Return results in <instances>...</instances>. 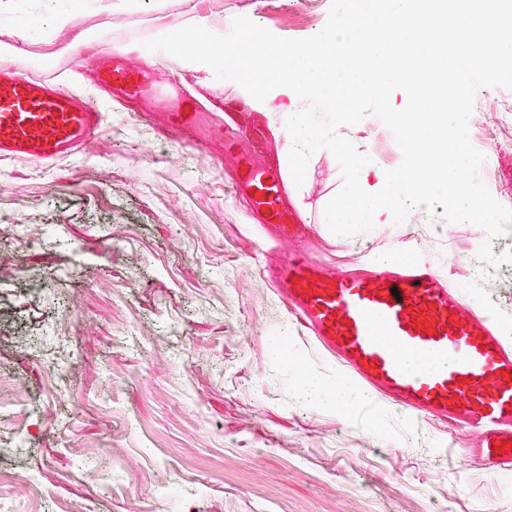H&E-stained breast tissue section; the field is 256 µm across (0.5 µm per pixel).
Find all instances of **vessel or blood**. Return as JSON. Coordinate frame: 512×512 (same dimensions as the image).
I'll list each match as a JSON object with an SVG mask.
<instances>
[{
	"label": "vessel or blood",
	"instance_id": "b4317fda",
	"mask_svg": "<svg viewBox=\"0 0 512 512\" xmlns=\"http://www.w3.org/2000/svg\"><path fill=\"white\" fill-rule=\"evenodd\" d=\"M95 63L127 98L155 95L138 72ZM101 112L50 82L0 67V154L51 161L86 151ZM287 250L268 270L284 313L326 349L342 375L373 395L367 412L462 430L468 461L491 475L512 469V341L498 313L464 300L432 262L401 252L359 270H331L303 247L311 225L283 202L280 175L238 179ZM418 366L406 368V359Z\"/></svg>",
	"mask_w": 512,
	"mask_h": 512
}]
</instances>
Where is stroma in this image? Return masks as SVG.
<instances>
[{"instance_id": "stroma-1", "label": "stroma", "mask_w": 512, "mask_h": 512, "mask_svg": "<svg viewBox=\"0 0 512 512\" xmlns=\"http://www.w3.org/2000/svg\"><path fill=\"white\" fill-rule=\"evenodd\" d=\"M74 26L58 28L54 0H12L0 16V65L17 64L104 112L90 153L47 163L0 157V512H512V483L449 460V435L361 406L339 410L304 397L270 339L335 378L315 354L252 254L261 227L231 187L240 164L218 138L160 133L162 99L129 101L98 85L91 64L158 76L163 65L214 120L249 128L242 149L278 163L289 200L314 224L318 256L336 267L363 252L408 243L432 253L479 307L512 319V265L475 280L451 263L477 253L485 231L442 214L398 207L393 221L348 238L324 209L341 189L325 149L295 184L276 95L255 100L211 68L152 52L144 40L207 18L245 16L284 38L324 27L331 0H71ZM40 20L27 39L13 33ZM512 108V90L482 88L470 140L490 152L478 176L512 201V132L488 124ZM386 169L403 159L376 117L339 127Z\"/></svg>"}]
</instances>
